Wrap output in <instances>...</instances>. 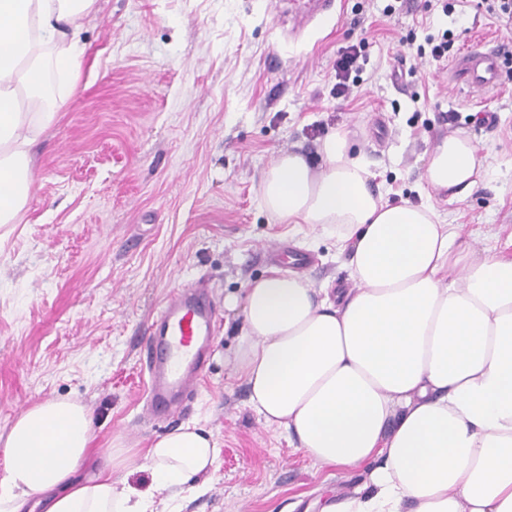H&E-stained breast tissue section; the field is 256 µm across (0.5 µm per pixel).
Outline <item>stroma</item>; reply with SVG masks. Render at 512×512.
<instances>
[{"label":"stroma","instance_id":"obj_1","mask_svg":"<svg viewBox=\"0 0 512 512\" xmlns=\"http://www.w3.org/2000/svg\"><path fill=\"white\" fill-rule=\"evenodd\" d=\"M302 0H95L80 40V80L33 151L32 188L0 224V435L36 402L84 404L95 435L79 477L113 440L145 448L191 424L220 455L192 478L181 512H305L325 497L366 490L368 471L323 467L248 404L232 362L241 318L223 308L272 268L267 249L312 255L314 288H348L346 257L320 226L279 224L260 181L285 152L317 161L321 141L347 133L391 204L431 205L456 242H512V63L500 85L470 92L450 68L416 56L449 30L453 56L512 47V27L479 0L445 15L416 0H339L301 18ZM367 39L352 94L337 96L333 63ZM496 113L493 126L470 120ZM466 132L494 172L460 203L425 179L442 137ZM202 282L219 301L210 369L187 408L142 416L139 344L173 288Z\"/></svg>","mask_w":512,"mask_h":512}]
</instances>
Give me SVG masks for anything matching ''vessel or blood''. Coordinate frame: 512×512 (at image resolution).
<instances>
[{"instance_id": "b4317fda", "label": "vessel or blood", "mask_w": 512, "mask_h": 512, "mask_svg": "<svg viewBox=\"0 0 512 512\" xmlns=\"http://www.w3.org/2000/svg\"><path fill=\"white\" fill-rule=\"evenodd\" d=\"M455 68L472 89L491 90L501 82L502 54L484 46L464 54ZM217 323L215 300L201 285L174 289L165 299L141 350L152 415L169 412L193 397L206 370Z\"/></svg>"}]
</instances>
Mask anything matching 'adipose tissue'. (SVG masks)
Instances as JSON below:
<instances>
[{"label": "adipose tissue", "mask_w": 512, "mask_h": 512, "mask_svg": "<svg viewBox=\"0 0 512 512\" xmlns=\"http://www.w3.org/2000/svg\"><path fill=\"white\" fill-rule=\"evenodd\" d=\"M95 0H0V224L31 190L30 148L77 85L74 35ZM318 164L280 155L260 184L280 224L337 228L354 283L342 299L271 268L246 285L232 363L249 404L315 462L370 465V491L321 512H512V258L458 250L452 225L427 205H391L371 188L346 134L324 139ZM460 131L434 147L425 178L463 201L488 173ZM456 278H449L452 269ZM93 440L89 411L70 400L24 410L4 443L0 512H154L212 469L213 437L186 425L148 448L113 446L95 475H76ZM148 468L139 487L124 472Z\"/></svg>", "instance_id": "ef3b65f1"}]
</instances>
